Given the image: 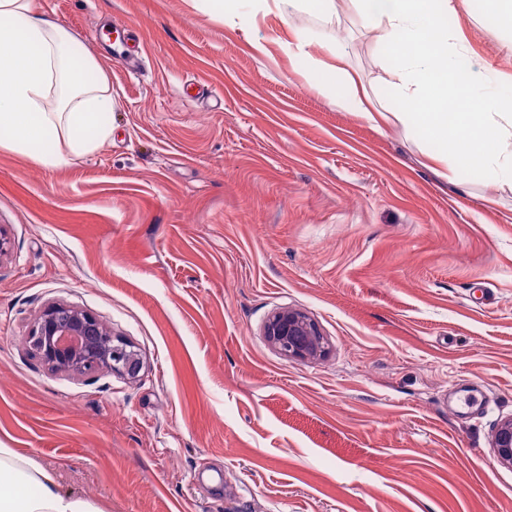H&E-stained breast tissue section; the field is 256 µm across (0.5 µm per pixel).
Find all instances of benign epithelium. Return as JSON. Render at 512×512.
I'll return each mask as SVG.
<instances>
[{
	"label": "benign epithelium",
	"mask_w": 512,
	"mask_h": 512,
	"mask_svg": "<svg viewBox=\"0 0 512 512\" xmlns=\"http://www.w3.org/2000/svg\"><path fill=\"white\" fill-rule=\"evenodd\" d=\"M267 341L282 355L319 359L327 354V341L319 325L306 313L283 308L264 327ZM30 343L35 355L50 369L90 373L107 369L135 378L142 369L139 355L112 335L92 314L64 304L46 307L36 319ZM498 462L512 469V417L502 421L493 436Z\"/></svg>",
	"instance_id": "obj_1"
}]
</instances>
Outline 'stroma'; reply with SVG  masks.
Segmentation results:
<instances>
[{"mask_svg":"<svg viewBox=\"0 0 512 512\" xmlns=\"http://www.w3.org/2000/svg\"><path fill=\"white\" fill-rule=\"evenodd\" d=\"M35 2L98 59L112 138L62 168L0 148V445L103 512H512V186L337 109L281 47L340 41L383 96L373 35L345 9L241 0L244 32L197 0ZM459 23L512 80L498 23L473 0ZM53 303L139 376L49 369L28 336ZM282 308L325 357L267 342ZM281 15H288L294 10H308L325 17H338L335 0H273ZM264 335L288 358L315 360L327 354V341L319 325L297 309L283 308L273 313L265 324ZM493 448L498 462L512 469V417L503 420L496 428Z\"/></svg>","mask_w":512,"mask_h":512,"instance_id":"stroma-1","label":"stroma"}]
</instances>
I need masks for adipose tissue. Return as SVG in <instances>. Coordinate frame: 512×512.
<instances>
[{"label": "adipose tissue", "instance_id": "adipose-tissue-1", "mask_svg": "<svg viewBox=\"0 0 512 512\" xmlns=\"http://www.w3.org/2000/svg\"><path fill=\"white\" fill-rule=\"evenodd\" d=\"M373 33L396 80L382 111L342 66L334 45L310 57L312 80L338 109L394 120L436 144L434 162L481 167L512 184V87L478 68L456 23L458 0H346ZM74 38L34 0H0V147L47 168L112 138V87L97 59L74 56ZM0 512H102L63 493L51 471L0 447Z\"/></svg>", "mask_w": 512, "mask_h": 512}]
</instances>
